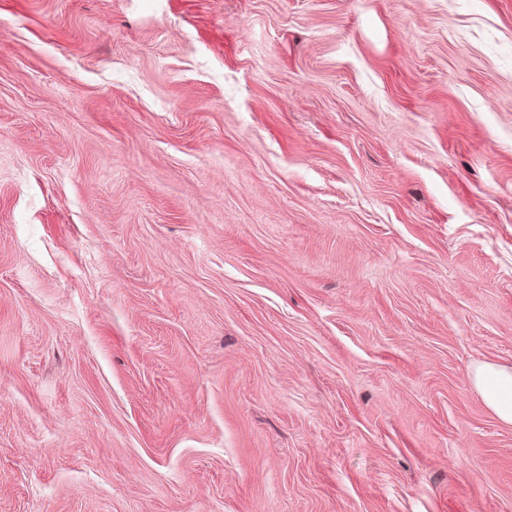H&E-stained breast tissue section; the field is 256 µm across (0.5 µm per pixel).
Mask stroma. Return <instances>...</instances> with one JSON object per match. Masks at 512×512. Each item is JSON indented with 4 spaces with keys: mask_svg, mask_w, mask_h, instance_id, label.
I'll return each mask as SVG.
<instances>
[{
    "mask_svg": "<svg viewBox=\"0 0 512 512\" xmlns=\"http://www.w3.org/2000/svg\"><path fill=\"white\" fill-rule=\"evenodd\" d=\"M512 0H0V512H512ZM469 378L498 419L512 424V368L480 363L470 368Z\"/></svg>",
    "mask_w": 512,
    "mask_h": 512,
    "instance_id": "obj_1",
    "label": "stroma"
}]
</instances>
